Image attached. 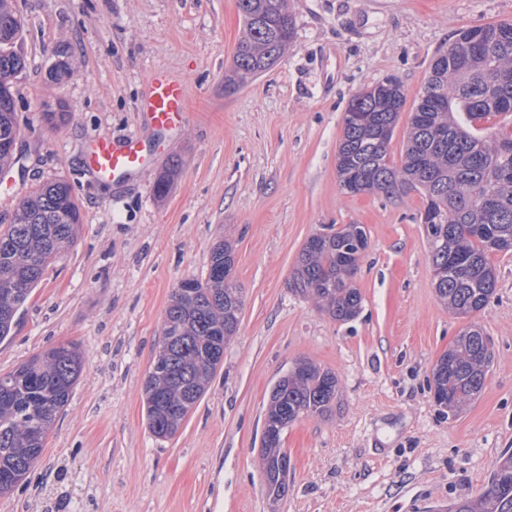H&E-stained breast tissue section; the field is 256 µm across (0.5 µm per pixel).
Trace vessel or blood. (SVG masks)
I'll list each match as a JSON object with an SVG mask.
<instances>
[{
	"instance_id": "1",
	"label": "vessel or blood",
	"mask_w": 512,
	"mask_h": 512,
	"mask_svg": "<svg viewBox=\"0 0 512 512\" xmlns=\"http://www.w3.org/2000/svg\"><path fill=\"white\" fill-rule=\"evenodd\" d=\"M186 99L185 79L158 70L151 74L136 109L153 131L163 134L186 120ZM81 163L95 178L126 180L139 173L146 163V139L134 133L120 140H95L82 154Z\"/></svg>"
}]
</instances>
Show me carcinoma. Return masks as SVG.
<instances>
[{
  "label": "carcinoma",
  "instance_id": "obj_1",
  "mask_svg": "<svg viewBox=\"0 0 512 512\" xmlns=\"http://www.w3.org/2000/svg\"><path fill=\"white\" fill-rule=\"evenodd\" d=\"M243 36L224 72V90L235 91L272 68L295 37L288 0H237ZM24 25L11 0H0V81L26 68L20 49ZM47 79L59 83L71 71L59 47ZM406 103L395 77L354 95L343 118L336 155L340 187L398 197L415 191L423 200V224L435 291L454 314L470 316L493 296L497 275L491 256L512 251V134L492 119L512 113V23L461 31L435 57L411 113L403 158L395 165L389 145ZM70 109L59 101L45 112L53 126ZM20 125L13 84L0 85V171L21 160ZM181 166L169 159L154 192L162 199ZM81 208L62 179L36 185L16 204L0 231V339L7 338L18 311L48 267L74 243ZM368 248L361 224L333 225L309 237L293 268L290 288L336 321L354 319L362 304L355 276ZM232 246L213 247L205 278H185L164 313L162 340L143 385L147 425L158 439L176 434L223 363L220 350L235 336L243 298L234 276ZM494 354L482 330L459 332L432 370L433 396L442 414L454 416L481 394ZM84 371L77 346L48 347L0 374V496L10 493L40 457L49 430L68 405ZM339 379L302 359L272 389L264 426L277 432L262 448L269 495L288 490L290 459L282 434L303 415L331 412ZM448 512H512V453L504 452L486 490L459 498Z\"/></svg>",
  "mask_w": 512,
  "mask_h": 512
}]
</instances>
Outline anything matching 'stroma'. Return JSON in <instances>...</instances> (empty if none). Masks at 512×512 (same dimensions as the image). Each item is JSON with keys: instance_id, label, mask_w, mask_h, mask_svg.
Wrapping results in <instances>:
<instances>
[{"instance_id": "obj_1", "label": "stroma", "mask_w": 512, "mask_h": 512, "mask_svg": "<svg viewBox=\"0 0 512 512\" xmlns=\"http://www.w3.org/2000/svg\"><path fill=\"white\" fill-rule=\"evenodd\" d=\"M27 68L15 80L23 169L0 185V220L37 182L67 180L82 207L71 247L47 269L0 341V374L49 346L75 343L84 373L38 462L0 512H439L478 497L512 450V253L493 256L497 287L465 320L440 304L418 193L342 191L336 154L351 98L388 77L406 105L404 135L433 57L464 29L512 23V0H288L293 42L265 74L229 92L242 30L237 0H13ZM74 59L46 80L53 51ZM188 81L186 123L155 137L150 164L116 183L89 176L92 139L143 130L135 106L150 74ZM65 100L50 127L46 105ZM182 164L165 198L154 185ZM363 225L356 318L338 322L287 281L307 239ZM233 244L244 301L236 335L197 407L171 439L145 420L143 383L178 283L207 274ZM494 353L481 395L441 414L432 369L466 322ZM340 381L330 415L289 426L288 490L270 500L260 464L271 391L297 360Z\"/></svg>"}]
</instances>
